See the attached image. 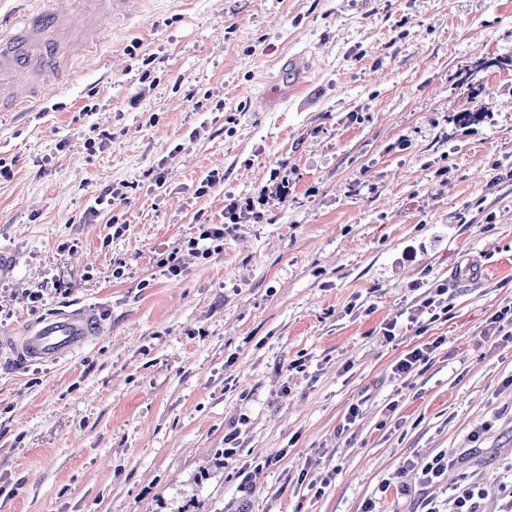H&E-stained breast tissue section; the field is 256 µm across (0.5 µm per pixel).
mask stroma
Here are the masks:
<instances>
[{
  "label": "stroma",
  "mask_w": 512,
  "mask_h": 512,
  "mask_svg": "<svg viewBox=\"0 0 512 512\" xmlns=\"http://www.w3.org/2000/svg\"><path fill=\"white\" fill-rule=\"evenodd\" d=\"M55 102L0 115V342L71 304L102 329L66 363L0 357V512H453L464 473L502 512L512 0H150ZM445 450L424 488L409 462ZM266 191L262 190L257 197L229 198L230 202L224 207V224H198L194 236L188 239L191 253L208 257L212 253L224 249V234L233 229L243 219H262V210L268 203ZM231 224V225H230ZM438 347L437 342L427 343L421 347L414 348L406 353L403 358L399 359L394 365V374L402 377L421 362H426L429 355Z\"/></svg>",
  "instance_id": "stroma-1"
}]
</instances>
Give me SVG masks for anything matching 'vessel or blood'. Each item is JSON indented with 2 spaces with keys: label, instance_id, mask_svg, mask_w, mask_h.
<instances>
[{
  "label": "vessel or blood",
  "instance_id": "1",
  "mask_svg": "<svg viewBox=\"0 0 512 512\" xmlns=\"http://www.w3.org/2000/svg\"><path fill=\"white\" fill-rule=\"evenodd\" d=\"M145 0H24L19 18L0 14V112H32L101 53L111 27L140 17ZM99 331L83 308L26 324L6 346L16 364L67 360Z\"/></svg>",
  "mask_w": 512,
  "mask_h": 512
}]
</instances>
